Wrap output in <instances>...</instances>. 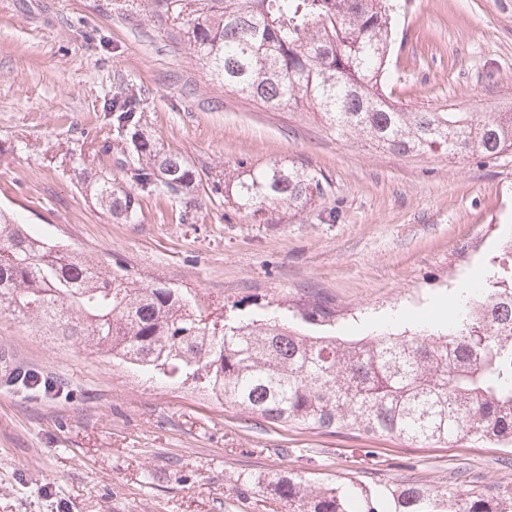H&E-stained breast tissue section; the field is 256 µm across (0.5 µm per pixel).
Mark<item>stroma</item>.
I'll list each match as a JSON object with an SVG mask.
<instances>
[{
    "mask_svg": "<svg viewBox=\"0 0 512 512\" xmlns=\"http://www.w3.org/2000/svg\"><path fill=\"white\" fill-rule=\"evenodd\" d=\"M387 88L408 112H512V0H410ZM135 95L149 130L199 174L192 199L142 195L137 223L85 196L70 155L112 138L108 104ZM323 177L311 203L239 209L237 175L271 161ZM0 208L46 240L213 309L328 300L341 332L415 328L456 313L512 237V154L403 156L336 134L309 103L277 110L197 62L150 0H0ZM0 512H287L270 477L374 490L484 488L512 447L414 445L270 425L200 383L160 380L82 343L50 344L0 317ZM32 371L40 386L14 384Z\"/></svg>",
    "mask_w": 512,
    "mask_h": 512,
    "instance_id": "stroma-1",
    "label": "stroma"
}]
</instances>
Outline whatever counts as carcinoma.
Instances as JSON below:
<instances>
[{"label":"carcinoma","instance_id":"1","mask_svg":"<svg viewBox=\"0 0 512 512\" xmlns=\"http://www.w3.org/2000/svg\"><path fill=\"white\" fill-rule=\"evenodd\" d=\"M409 0H153L186 27L212 79L270 108L305 98L343 135L401 155L438 150L496 159L512 152V112H404L385 92L396 23ZM112 173L74 170L112 218L133 223L139 195H190L198 173L143 123L140 98L109 104ZM245 210L293 206L323 194V177L271 162L233 185ZM486 285L466 292L439 328L331 334L327 300L227 316L188 289L110 272L52 244L0 210V315L63 342L165 377L203 381L224 404L269 424L349 431L411 444L512 446V239ZM265 489L288 512H512V480L488 490L459 482L385 492L342 482L312 486L276 475Z\"/></svg>","mask_w":512,"mask_h":512}]
</instances>
